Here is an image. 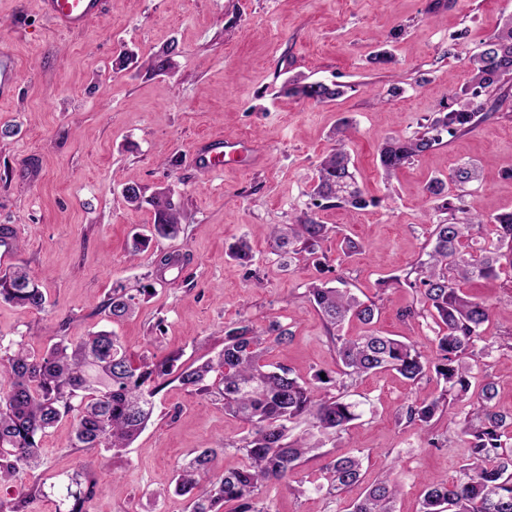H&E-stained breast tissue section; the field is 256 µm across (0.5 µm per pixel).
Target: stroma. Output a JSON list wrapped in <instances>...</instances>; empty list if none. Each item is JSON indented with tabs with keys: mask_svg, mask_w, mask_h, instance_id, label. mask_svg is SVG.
Returning <instances> with one entry per match:
<instances>
[{
	"mask_svg": "<svg viewBox=\"0 0 512 512\" xmlns=\"http://www.w3.org/2000/svg\"><path fill=\"white\" fill-rule=\"evenodd\" d=\"M512 17V0H107L105 14L83 31L59 28L41 0H0V40L18 68L15 95L0 101V225L14 227V265L42 284L47 303L35 312L0 302V338L40 352L59 338L109 330L137 356L181 355L205 360L223 347L225 324L247 318L288 324V345L267 359L294 375L335 373L336 350L304 292L317 275L312 261L283 266L268 241L273 224L296 223L310 203L315 167L335 147L342 117L353 128L346 149L360 188L379 204L350 215L321 211L333 232L322 245L327 265L360 299L379 307L374 324L386 336L433 355L432 318L410 322L400 312L422 306L406 285L383 287L424 253L430 227L422 222L424 188L452 168L478 161L479 190L466 203L486 217L512 210V100L470 133L383 178L377 155L384 137H409L442 111L449 93L468 79V60ZM464 32V39L450 37ZM387 43L394 60L370 57ZM180 55L175 75H150L149 61L169 44ZM129 51L137 60L119 69ZM345 84L346 93L314 103L288 95L287 78ZM402 87L391 96L392 87ZM253 142L256 156L201 169L192 157L218 140ZM144 195L173 187L184 213L182 230L131 254L135 233L152 222L149 205L129 206L125 185ZM247 237L253 260L243 266L228 248ZM358 248L350 252L346 241ZM175 252L178 268L157 279V253ZM146 288L137 312L108 320L99 306L113 289ZM465 292L492 311L483 327L488 355L474 369L491 376L497 401L512 411V351L496 344L512 333V280L466 283ZM436 376L413 383L393 371L363 377L344 390L360 417L326 452L360 451L361 485L324 490V459H308L288 483L263 488L267 512H347L364 488L395 473L401 492L395 512H419L425 485L462 477L470 448L461 434L475 394L424 430L398 422L401 407L435 397ZM151 421L131 447L104 457L77 451L63 421L45 437L47 479L91 466L97 491L88 512H188L169 494L177 465L198 448L224 446L220 470L241 466L233 442L245 425L225 414L222 400L161 385Z\"/></svg>",
	"mask_w": 512,
	"mask_h": 512,
	"instance_id": "1",
	"label": "stroma"
}]
</instances>
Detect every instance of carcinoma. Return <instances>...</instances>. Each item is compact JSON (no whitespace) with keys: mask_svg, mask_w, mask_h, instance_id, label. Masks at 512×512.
Masks as SVG:
<instances>
[{"mask_svg":"<svg viewBox=\"0 0 512 512\" xmlns=\"http://www.w3.org/2000/svg\"><path fill=\"white\" fill-rule=\"evenodd\" d=\"M484 49L470 59V77L448 96V111L427 120L409 138L387 137L378 152L385 176L440 146L459 134L472 131L486 112L490 90L512 76V20L483 42ZM177 44L163 50L149 70L172 74ZM286 92L301 99L325 103L341 97L345 85L310 81L299 76L288 79ZM352 128L344 117L336 124V149L317 169L310 213L296 224L272 225L271 237L283 254H306L319 273L328 272L319 257L331 228L316 214L329 208L349 212L362 210L375 201L367 199L355 178L344 149ZM478 164L456 166L450 174L460 193L450 197L446 182L432 178L426 185L425 223L431 226L426 259L405 277L431 309L437 325L435 355L428 357L410 342L383 336L371 329L378 308L359 300L346 281L336 276V285L321 279L308 286L306 297L321 315L336 344L339 374L349 379L392 370L412 383L429 373L446 385L438 398H416L401 408L398 421L428 428L448 405L466 397L474 378L472 362L485 355L478 347L480 328L490 308L467 295L462 285L476 278L501 273L512 279V210L485 218L474 215L465 222L457 214L464 206L466 185L478 180ZM131 205L149 204L154 212L149 234L132 239L137 254L154 239H174L181 232L182 213L175 191L165 187L149 199L133 184L122 190ZM448 215V219L441 215ZM477 224H492L494 237L479 247L476 257L462 250V240ZM138 297L124 288L112 289L101 310L114 320L134 313ZM0 301L41 311L46 296L39 281L23 267L0 275ZM356 319L369 330L363 336L344 338L337 334L342 324ZM290 328L277 320L259 330L247 319L224 326V346L206 361L185 365L178 356H143L133 359L119 337L109 331L92 332L76 341L62 339L42 353L31 351L23 341L0 339V512H27L31 500L46 495L44 484L35 482L22 496H7L3 487L22 474L42 465L41 441L65 419L71 420L72 447L98 455L119 451L136 440L154 413L153 398L160 381L167 378L192 394L217 395L224 400V413L245 421L250 430L232 444L243 454L245 464L217 474L224 448H202L177 467L174 492L189 501V512H266L260 506L261 488L286 482L308 456L319 449L318 435L334 437L358 419V405L347 402L334 390L345 384L317 371L307 382L282 365L264 362L267 344H286ZM497 387L487 379L477 393V407L465 417L462 433L469 437L470 459L463 477L449 483L430 482L420 512H512V413L497 407ZM305 421L308 431L290 438L291 425ZM362 463L355 456L331 455L322 466L328 484L342 490L361 481ZM97 484L86 471L59 475L50 484L63 512H87L86 504ZM399 484L385 476L374 483L349 512H393Z\"/></svg>","mask_w":512,"mask_h":512,"instance_id":"carcinoma-1","label":"carcinoma"}]
</instances>
